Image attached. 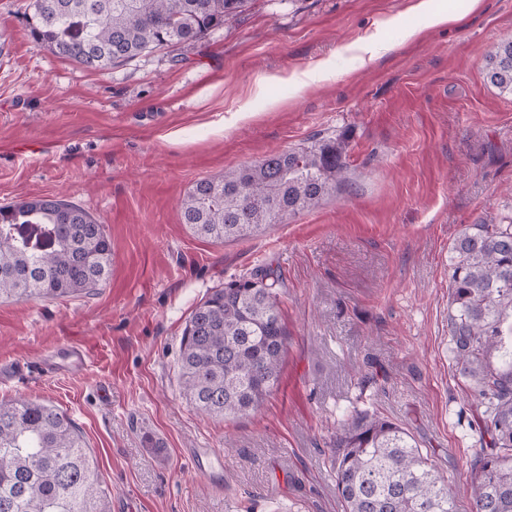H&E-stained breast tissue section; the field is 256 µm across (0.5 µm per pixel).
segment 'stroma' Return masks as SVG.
Instances as JSON below:
<instances>
[{"label": "stroma", "instance_id": "35a3bbf8", "mask_svg": "<svg viewBox=\"0 0 512 512\" xmlns=\"http://www.w3.org/2000/svg\"><path fill=\"white\" fill-rule=\"evenodd\" d=\"M29 2L0 0V206L76 202L105 224L112 273L90 294L0 301V400L65 412L113 507L343 512L336 431L369 411L406 428L470 512L485 437L448 289L457 237L512 215V96L482 78L512 37V0H444L455 22L411 41L417 0H251L199 42L105 71L37 47ZM377 29L385 55L352 51ZM328 134L350 185L317 208L223 244L182 224L195 180ZM258 267L281 283L278 387L250 416H205L181 394L183 329ZM61 344L87 351L84 371H20ZM194 448L223 456L218 482L196 473Z\"/></svg>", "mask_w": 512, "mask_h": 512}]
</instances>
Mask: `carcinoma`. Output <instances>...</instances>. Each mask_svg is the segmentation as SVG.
<instances>
[{
  "mask_svg": "<svg viewBox=\"0 0 512 512\" xmlns=\"http://www.w3.org/2000/svg\"><path fill=\"white\" fill-rule=\"evenodd\" d=\"M249 0H32L40 48L91 70L154 49L199 41ZM487 84L512 95V39L489 54ZM333 136L195 181L182 223L212 241L255 236L348 185ZM448 330L460 374L482 408L470 512H512V219L470 225L453 246ZM111 242L79 204L42 197L0 207V299L91 293L106 281ZM288 333L278 279L262 267L208 293L180 348L183 395L197 411L234 419L257 411L277 385ZM336 489L345 512H458L441 474L402 426L368 412L336 435ZM94 461L74 422L37 400L0 401V512H108Z\"/></svg>",
  "mask_w": 512,
  "mask_h": 512,
  "instance_id": "cac0c4a2",
  "label": "carcinoma"
}]
</instances>
